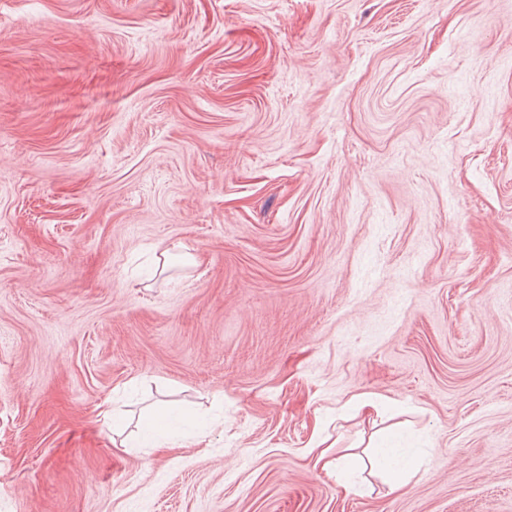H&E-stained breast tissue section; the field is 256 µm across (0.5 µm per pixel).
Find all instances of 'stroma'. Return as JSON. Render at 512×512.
Segmentation results:
<instances>
[{
  "mask_svg": "<svg viewBox=\"0 0 512 512\" xmlns=\"http://www.w3.org/2000/svg\"><path fill=\"white\" fill-rule=\"evenodd\" d=\"M0 512H512V0H0ZM317 453L315 454V456ZM316 465H319L320 468L326 472H336V476L338 477L344 470H356L360 469L363 472L368 469L369 474H373V470L377 466V462L372 459H363L358 457L354 464H350L347 461L346 456L336 455V457H332L328 454V449H321L318 451V455L316 458ZM418 470V466L412 464L407 468L388 471L383 478V483L387 486L388 493H394L407 486Z\"/></svg>",
  "mask_w": 512,
  "mask_h": 512,
  "instance_id": "1",
  "label": "stroma"
}]
</instances>
